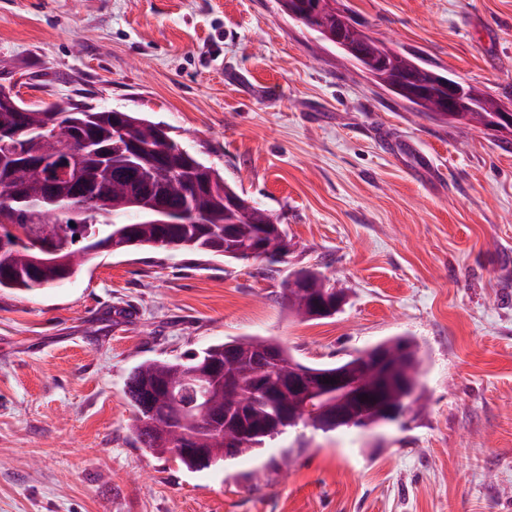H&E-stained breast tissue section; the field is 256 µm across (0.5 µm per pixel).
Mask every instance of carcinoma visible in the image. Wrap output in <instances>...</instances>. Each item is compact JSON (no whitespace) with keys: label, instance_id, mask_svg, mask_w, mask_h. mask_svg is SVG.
Instances as JSON below:
<instances>
[{"label":"carcinoma","instance_id":"carcinoma-1","mask_svg":"<svg viewBox=\"0 0 512 512\" xmlns=\"http://www.w3.org/2000/svg\"><path fill=\"white\" fill-rule=\"evenodd\" d=\"M321 0H299L297 9L306 14L298 19L308 29L327 23L341 24L346 34L357 33V27L347 13L328 3L318 8ZM353 60L379 77H392L405 73L422 80L427 69L416 57L392 54L373 41L362 43L360 55ZM19 110H0V139L18 144L21 152L33 154L41 148L40 138L46 133L45 126L51 115L57 116L56 127L60 133L57 144L61 149L70 146L69 139L81 146L87 155L85 182L79 198L63 206L66 220L71 225L70 245L61 244L54 234L58 225H45V234L19 240L5 224L0 222V291L30 293L34 290L58 285L80 275L102 252L112 245L122 251L140 247L189 250L197 253L222 256L236 261L266 260L281 261L288 256V243L276 242L262 254H248L247 249L259 238L270 224L279 223L278 216L247 199L224 181V177L213 167L205 164L178 143H171L168 150L160 153L158 148V124L134 112L126 113L127 137L112 135V113L72 112L70 107L55 105L54 113L18 102ZM69 139H64V136ZM170 169L184 185V191L169 195L167 207L173 212L185 208L195 211L200 217L198 224H151L153 218L150 203L157 197L160 171ZM7 183L0 182V215L11 225L25 228L35 223L34 205L44 204L43 187L33 163L24 158L3 172ZM21 187L25 192L22 200L11 197L9 188ZM230 228L231 237L224 238V228ZM124 229V238L116 241L111 232ZM50 245L56 251L58 262L35 265L31 256L34 244ZM336 296L329 280L319 271L296 270L288 274L284 282L283 299L288 310L304 318L311 314L315 299ZM398 357L391 363L396 377L407 372L414 374V385L404 387L398 382L387 386L386 397L396 399L405 396L404 405L412 409L423 395L421 365L423 362L419 346L406 336H395L385 340ZM256 360L271 362L272 369L262 381L252 375ZM299 363L293 354L274 337L245 336L227 339L213 344L199 353H192L176 361H144L135 366L125 381V394L135 409V420L148 417L152 412L159 418L169 416V411L159 400L146 404L137 388L159 389L178 383L185 376L211 368L224 370L228 376L230 392L239 396L238 402L217 396L207 415L240 435L230 448L218 446L211 431L199 428L190 418L181 425L189 432L190 451L176 455V459L191 471H222L232 462L247 456L257 457L269 442L276 439L273 432L279 427H288L284 411L288 407V388L285 378L289 363ZM367 363L366 352L335 364L303 365L307 372L304 381L313 383L317 376L346 369L358 373ZM389 425L384 415L369 411L352 425L356 430H372ZM133 435L141 447L153 452L167 453L172 441L169 436L152 433L132 425ZM207 449L206 460H201L192 449Z\"/></svg>","mask_w":512,"mask_h":512}]
</instances>
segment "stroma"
<instances>
[{"label": "stroma", "instance_id": "stroma-1", "mask_svg": "<svg viewBox=\"0 0 512 512\" xmlns=\"http://www.w3.org/2000/svg\"><path fill=\"white\" fill-rule=\"evenodd\" d=\"M336 5L512 107V0ZM0 85L165 125L288 235L281 264L142 247L0 291V512H512V134L415 111L279 0H0ZM300 267L342 312L289 315ZM240 336L310 364L413 337L424 398L221 472L141 448L132 368Z\"/></svg>", "mask_w": 512, "mask_h": 512}]
</instances>
